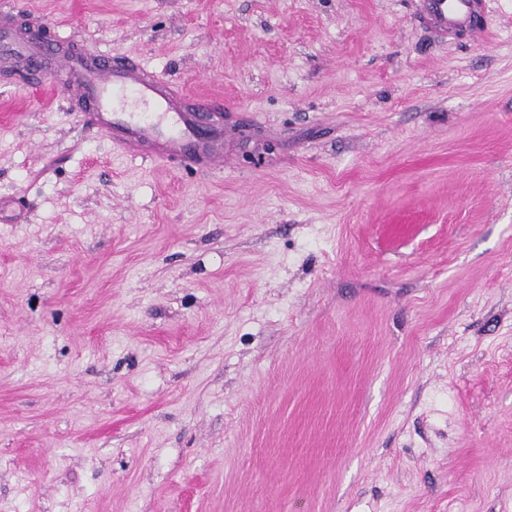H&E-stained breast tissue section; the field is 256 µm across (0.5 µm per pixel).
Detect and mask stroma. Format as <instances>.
<instances>
[{
    "instance_id": "1",
    "label": "stroma",
    "mask_w": 512,
    "mask_h": 512,
    "mask_svg": "<svg viewBox=\"0 0 512 512\" xmlns=\"http://www.w3.org/2000/svg\"><path fill=\"white\" fill-rule=\"evenodd\" d=\"M0 0L221 97V168L0 68V512H512V0ZM423 20L444 37L485 28L486 0H418Z\"/></svg>"
}]
</instances>
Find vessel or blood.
Returning a JSON list of instances; mask_svg holds the SVG:
<instances>
[{"label":"vessel or blood","instance_id":"obj_1","mask_svg":"<svg viewBox=\"0 0 512 512\" xmlns=\"http://www.w3.org/2000/svg\"><path fill=\"white\" fill-rule=\"evenodd\" d=\"M418 3L423 20L439 35H475L485 28L486 0ZM49 55L69 75V95L88 103L84 123L108 133L113 145L127 155L155 162L176 158L188 168L223 160L222 134L201 132L207 117L221 110V98L197 97L195 107L188 110L182 106V90L150 72L136 57L59 52L45 41L41 29L20 38L8 26H0V66L22 63L26 84H43V60Z\"/></svg>","mask_w":512,"mask_h":512}]
</instances>
